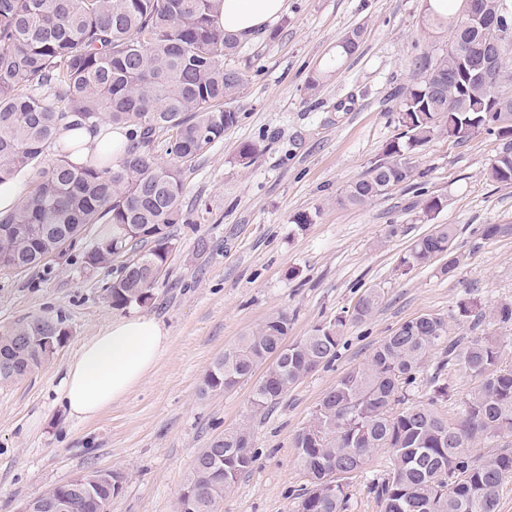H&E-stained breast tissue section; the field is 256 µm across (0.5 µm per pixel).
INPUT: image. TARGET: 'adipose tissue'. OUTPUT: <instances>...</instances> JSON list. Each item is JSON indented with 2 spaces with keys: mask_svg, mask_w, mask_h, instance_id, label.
Wrapping results in <instances>:
<instances>
[{
  "mask_svg": "<svg viewBox=\"0 0 512 512\" xmlns=\"http://www.w3.org/2000/svg\"><path fill=\"white\" fill-rule=\"evenodd\" d=\"M288 9L287 0H224L221 20L225 29L239 37L277 19ZM129 131L119 125L61 128L58 139L75 144L72 163L97 160L111 150L120 161L129 142ZM168 346L164 325L150 317L114 320L84 342L58 381V391L72 417L87 420L126 396L158 363Z\"/></svg>",
  "mask_w": 512,
  "mask_h": 512,
  "instance_id": "adipose-tissue-1",
  "label": "adipose tissue"
}]
</instances>
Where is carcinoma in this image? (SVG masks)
Returning a JSON list of instances; mask_svg holds the SVG:
<instances>
[{
    "instance_id": "cac0c4a2",
    "label": "carcinoma",
    "mask_w": 512,
    "mask_h": 512,
    "mask_svg": "<svg viewBox=\"0 0 512 512\" xmlns=\"http://www.w3.org/2000/svg\"><path fill=\"white\" fill-rule=\"evenodd\" d=\"M223 0H0V181L35 170L32 189L16 209L0 216V226L15 233L0 236V270L49 266L44 253L65 236L80 239L87 224H110L112 231L79 254L84 268L98 270L120 257L124 263L106 287L112 305L125 308L147 302L173 249L169 228L187 223L183 167L238 122L228 107L244 83V73L229 64L239 39L220 23ZM426 23L451 30L448 49L425 54L415 63L413 82L403 94L401 139L385 148V160L351 183L343 200L363 206L390 187L413 177L417 148L434 137L484 131L508 143L490 177L512 182V34L477 31L457 11L433 9ZM361 32L336 45V60L352 55ZM495 44L498 70L467 80L463 72L483 68L489 44ZM46 87L51 95L35 93ZM102 123L130 128V144L117 165L112 153L93 164L75 166L57 150L46 166L35 168L45 151L57 145L67 124ZM171 133L169 159L159 162L157 133ZM483 239L512 234V224H482ZM456 228L438 224L418 239L402 264L411 268L438 254L444 270L463 256L452 248ZM375 290L357 302L351 319L364 321L379 305ZM343 321L319 326L278 348L288 335V315L277 312L224 351L205 376L202 393L223 385L229 390L252 378L275 358L253 388L252 404L277 403L307 373L338 356ZM65 336L61 322L35 318L0 334V354L15 359L16 370H0V383L22 379L49 357L35 341ZM434 349L446 355L431 376L430 394L411 402L407 386L416 380ZM460 370L478 379L448 421L438 403L452 398L441 372ZM246 428L228 431L196 456L186 483L199 478L203 496L194 512H218L220 500L255 458L241 446ZM490 444L492 453L474 447ZM297 460L309 488L294 512H338L345 479L357 474L377 451L386 449L394 464L376 486L383 512H497L499 490L512 479V363L502 359L493 336L450 338L449 321L433 316L400 325L377 345L368 361L344 373L322 399L312 429L294 439ZM84 490L72 493L76 512H106L119 487L83 472Z\"/></svg>"
}]
</instances>
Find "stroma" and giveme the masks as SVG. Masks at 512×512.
<instances>
[{"label":"stroma","mask_w":512,"mask_h":512,"mask_svg":"<svg viewBox=\"0 0 512 512\" xmlns=\"http://www.w3.org/2000/svg\"><path fill=\"white\" fill-rule=\"evenodd\" d=\"M424 0H288L285 15L242 39L233 64L245 83L231 107L238 116L223 139L184 172L188 223L172 225L174 249L143 305L113 308L106 286L119 262L87 271L63 259L51 268L0 271V332L38 317L61 320L64 341L22 380L0 384V512L81 472L120 470L126 480L107 512H176L198 452L224 432L251 433L256 459L220 504V512H291L308 479L294 438L322 398L401 324L445 317L459 302L463 336H494L512 363V323L495 306L512 302V234L481 239L482 224H512V184L488 171L502 142L481 133L420 146L409 182L361 207L341 204L346 187L383 160L400 137L402 94L423 53L447 49L448 29L426 27ZM358 50L336 61V44L353 29ZM326 76L309 88L310 76ZM260 154L242 166V144ZM443 200L427 214L429 198ZM306 212L313 222L293 224ZM452 224L464 261L402 265L417 239ZM377 290L374 314L356 322L359 298ZM290 318L289 341L343 320L335 361L307 374L273 407L252 405V382L202 393L216 358L273 313ZM147 315L169 332L157 366L122 400L95 418H70L58 378L82 344L113 319ZM392 459L376 453L348 481L339 512H382L374 487Z\"/></svg>","instance_id":"35a3bbf8"}]
</instances>
